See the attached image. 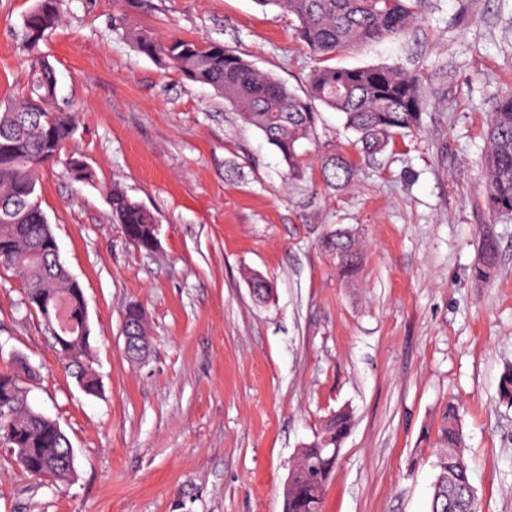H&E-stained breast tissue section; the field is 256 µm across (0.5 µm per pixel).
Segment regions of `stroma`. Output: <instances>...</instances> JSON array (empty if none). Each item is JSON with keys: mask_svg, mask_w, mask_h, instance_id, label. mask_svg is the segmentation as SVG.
Instances as JSON below:
<instances>
[{"mask_svg": "<svg viewBox=\"0 0 512 512\" xmlns=\"http://www.w3.org/2000/svg\"><path fill=\"white\" fill-rule=\"evenodd\" d=\"M34 0H0V101L26 83L20 31ZM163 40L218 42L296 93L316 61L287 14L255 0H63L40 44L58 102H77L65 162L40 174L39 202L89 309L101 380L86 396L21 280L0 267V367L38 370L31 403L71 442L76 473L27 476L0 443V512H283V485L324 419L354 425L322 512H429L442 412L460 405L480 512H512V407L498 385L512 366V216L485 189V133L512 89V0H426L402 38L340 53L419 76L418 129L353 184L325 188L322 150L357 153L338 112L320 108L311 167L289 183L277 150L212 87L140 54L113 17ZM120 185L150 209L160 248L144 253L113 224ZM344 227L362 244L358 279L339 277L322 238ZM500 245V277H473L479 239ZM274 293L256 303L253 276ZM146 312L150 350L124 352L122 310Z\"/></svg>", "mask_w": 512, "mask_h": 512, "instance_id": "stroma-1", "label": "stroma"}]
</instances>
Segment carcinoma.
<instances>
[{"label": "carcinoma", "mask_w": 512, "mask_h": 512, "mask_svg": "<svg viewBox=\"0 0 512 512\" xmlns=\"http://www.w3.org/2000/svg\"><path fill=\"white\" fill-rule=\"evenodd\" d=\"M262 7H277L292 17L298 39L319 65L301 97L274 76L258 70L241 54L220 43L192 39L160 40L146 30H126L143 55L177 71L185 80L211 86L224 96L243 120L258 129L288 167V180L299 181L307 166L303 142L311 140L317 106L339 112L346 130L355 134L361 153L382 152L395 137L416 129L424 95L417 76L390 66L347 68L331 64L336 55L372 42L404 36L420 18L423 0H256ZM61 22L60 0H35L22 23V45L27 52V85L17 99L0 105V266L16 271L24 285L22 303L46 300L51 306L67 301L77 311L86 297L79 282L63 263L48 254L45 242L52 232L37 205L41 169L66 151L77 131L75 113L57 106L55 69L39 50L45 34ZM69 170L79 182L95 180L94 170L75 159ZM324 184L348 187L355 163L343 152L320 159ZM487 202L498 214L512 213V91L502 95L491 113L487 131L485 169ZM112 223L131 236L130 244L154 252L158 219L115 185L109 196ZM336 256L339 274L357 278L362 267L355 234L338 229L321 242ZM498 241L481 239L477 281L497 274ZM123 330L140 337L139 348L127 352L132 360L144 356L145 315L138 305L123 309ZM91 334L68 339L59 354L71 368L80 390L98 394L100 382L92 366ZM37 370L18 357L0 369V439L9 446L20 467L39 480L64 481L74 475L71 443L58 422L28 402V382ZM353 426L347 410L331 414L315 439L301 448L284 489V512H322L323 499L336 465L326 449L347 436ZM433 467L436 470L430 512H479L477 492L465 458L461 416L450 402L443 412Z\"/></svg>", "instance_id": "cac0c4a2"}]
</instances>
